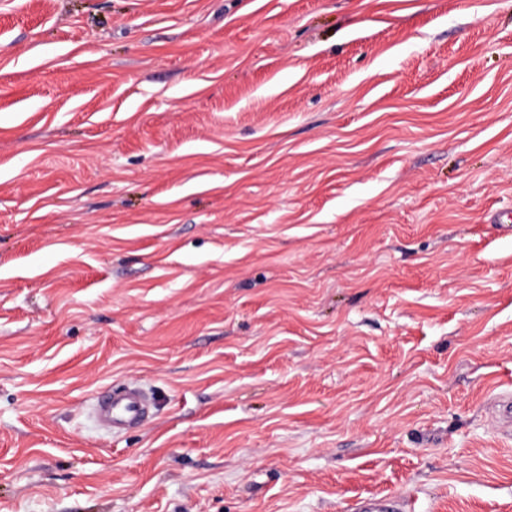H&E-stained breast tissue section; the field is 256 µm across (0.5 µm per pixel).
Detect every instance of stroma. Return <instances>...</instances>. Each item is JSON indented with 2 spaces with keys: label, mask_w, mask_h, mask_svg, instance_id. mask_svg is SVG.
<instances>
[{
  "label": "stroma",
  "mask_w": 512,
  "mask_h": 512,
  "mask_svg": "<svg viewBox=\"0 0 512 512\" xmlns=\"http://www.w3.org/2000/svg\"><path fill=\"white\" fill-rule=\"evenodd\" d=\"M507 216L512 0H0V512H512ZM146 412V400L136 387H126L121 392H113L101 401L97 418L104 420L113 428L143 419Z\"/></svg>",
  "instance_id": "obj_1"
}]
</instances>
